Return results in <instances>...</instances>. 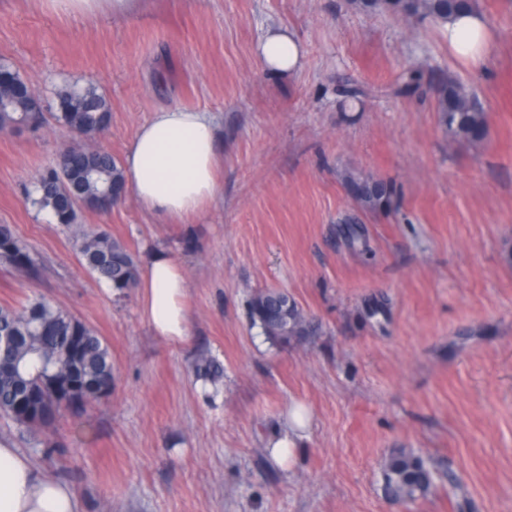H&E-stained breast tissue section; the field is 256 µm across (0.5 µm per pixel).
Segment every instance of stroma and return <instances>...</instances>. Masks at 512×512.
<instances>
[{"instance_id":"obj_1","label":"stroma","mask_w":512,"mask_h":512,"mask_svg":"<svg viewBox=\"0 0 512 512\" xmlns=\"http://www.w3.org/2000/svg\"><path fill=\"white\" fill-rule=\"evenodd\" d=\"M475 5L497 37L479 69L435 23L351 0H144L130 17L86 19L0 0V63L45 104L41 125L0 133V224L39 266L28 277L0 264V307L45 300L112 357L108 395L27 442L0 423V440L69 485L80 512H512V0ZM276 25L306 48L280 79L256 54ZM409 67L423 79L406 91ZM448 76L488 115L481 142L441 127ZM88 85L111 113L95 144L117 159L159 109L215 121L220 189L192 223H163L132 195L77 218L136 262L160 249L181 264L185 343L155 336L138 291L100 282L73 234L30 202L77 141L57 95ZM348 172L394 188L355 235ZM268 288L296 301L308 336L263 334L250 301ZM203 357L223 368L215 382L195 372ZM296 405L309 437L280 466L266 442ZM399 451L421 456L434 485L395 503L384 470Z\"/></svg>"}]
</instances>
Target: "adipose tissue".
Returning a JSON list of instances; mask_svg holds the SVG:
<instances>
[{
  "instance_id": "1",
  "label": "adipose tissue",
  "mask_w": 512,
  "mask_h": 512,
  "mask_svg": "<svg viewBox=\"0 0 512 512\" xmlns=\"http://www.w3.org/2000/svg\"><path fill=\"white\" fill-rule=\"evenodd\" d=\"M44 8L72 17L101 12L129 16L139 0H41ZM449 52L460 62L479 67L490 54L494 33L486 16L471 9L441 24ZM257 55L274 78L292 76L304 64V48L287 27L268 29ZM121 170L143 209L169 224H185L214 201L219 188L217 135L203 111L160 109L139 127L128 144ZM188 283L182 267L164 251L145 260L139 282L143 316L159 338L186 341L190 335ZM310 428L303 408H293L288 432L270 438L267 448L278 462L292 460ZM76 494L65 483L48 478L16 448L0 443V512H78Z\"/></svg>"
}]
</instances>
